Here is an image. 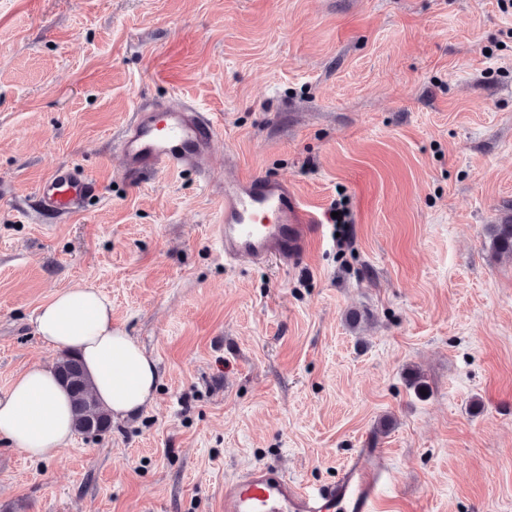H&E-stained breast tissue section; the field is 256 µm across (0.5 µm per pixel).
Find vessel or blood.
I'll return each mask as SVG.
<instances>
[{
  "label": "vessel or blood",
  "instance_id": "1",
  "mask_svg": "<svg viewBox=\"0 0 512 512\" xmlns=\"http://www.w3.org/2000/svg\"><path fill=\"white\" fill-rule=\"evenodd\" d=\"M220 128L215 114L187 101L142 107L119 142L128 181L186 170L212 178L210 155ZM100 191L95 177L63 165L41 180L34 197L41 212L62 217ZM319 222L318 211L298 199L288 180L249 174L224 182L218 239L225 262L287 264L308 248ZM385 458V449H359L343 462L337 481L320 488L278 467H257L225 480L223 512H381Z\"/></svg>",
  "mask_w": 512,
  "mask_h": 512
}]
</instances>
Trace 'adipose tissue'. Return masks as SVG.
Here are the masks:
<instances>
[{
    "instance_id": "1",
    "label": "adipose tissue",
    "mask_w": 512,
    "mask_h": 512,
    "mask_svg": "<svg viewBox=\"0 0 512 512\" xmlns=\"http://www.w3.org/2000/svg\"><path fill=\"white\" fill-rule=\"evenodd\" d=\"M42 341L79 357L96 397L116 417L153 400L154 360L112 323V303L97 288L68 289L36 318ZM70 399L52 366L37 364L19 374L0 396V437L27 457H56L73 434Z\"/></svg>"
}]
</instances>
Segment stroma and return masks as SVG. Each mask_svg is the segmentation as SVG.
<instances>
[{"mask_svg": "<svg viewBox=\"0 0 512 512\" xmlns=\"http://www.w3.org/2000/svg\"><path fill=\"white\" fill-rule=\"evenodd\" d=\"M178 95L223 119L216 180L126 182L125 125ZM60 164L105 190L55 222L30 198ZM251 173L347 223L226 264L222 179ZM510 204L502 0H0V395L56 361L35 319L82 285L158 373L53 459L0 439V512H223L249 468L326 485L370 445L384 512H512ZM488 234L492 256L512 260V205L503 208L497 224L490 225Z\"/></svg>", "mask_w": 512, "mask_h": 512, "instance_id": "obj_1", "label": "stroma"}]
</instances>
